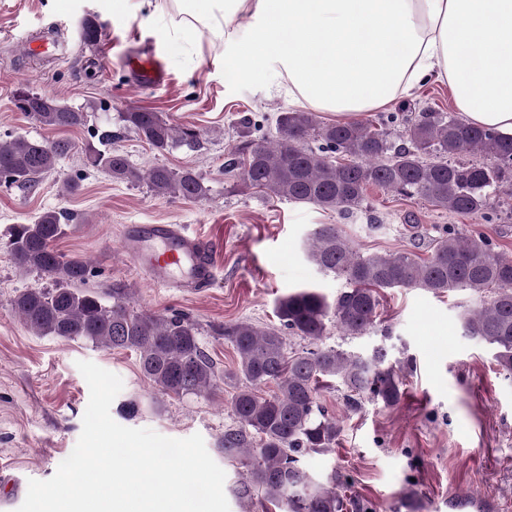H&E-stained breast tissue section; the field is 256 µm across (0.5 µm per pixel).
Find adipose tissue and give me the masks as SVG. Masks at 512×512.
Instances as JSON below:
<instances>
[{
  "mask_svg": "<svg viewBox=\"0 0 512 512\" xmlns=\"http://www.w3.org/2000/svg\"><path fill=\"white\" fill-rule=\"evenodd\" d=\"M171 6L170 42L224 43V73L259 63L288 100L359 120L447 81L463 121L512 135V0H142Z\"/></svg>",
  "mask_w": 512,
  "mask_h": 512,
  "instance_id": "obj_1",
  "label": "adipose tissue"
}]
</instances>
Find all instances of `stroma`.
<instances>
[{"label": "stroma", "instance_id": "35a3bbf8", "mask_svg": "<svg viewBox=\"0 0 512 512\" xmlns=\"http://www.w3.org/2000/svg\"><path fill=\"white\" fill-rule=\"evenodd\" d=\"M171 19L168 13L152 19L144 10L116 12L112 0H0V135L67 139L74 145L32 187L0 183V499L12 497L14 478L50 479L73 451L90 397L77 364L91 361L123 381L110 408L118 424L178 439L200 434L226 473L230 512H265L260 503L236 495L243 468L218 449L232 421V386L221 385L206 398L172 399L144 381L133 352L33 334L11 301L24 289L48 288L52 282L16 268L6 247L11 225L45 210L70 214L73 221L55 249L88 262L86 288L107 297L113 289H125L139 312L190 314L221 373L232 368L233 353L212 336V326L237 320L274 326L277 299L302 288L332 299L346 288L345 279L321 271L306 256L304 242L317 225H339L364 254L414 248L425 256L432 240L450 229L463 235L482 231L495 249L512 255V189L501 192L483 214L467 217L421 200L402 201L376 187L367 190L365 209L350 215L235 187L224 165L241 141L238 118L251 116L252 138L271 135L278 114L289 108L288 98L274 86L228 81L221 48L209 38L190 52H178L165 28ZM89 20L102 32L94 46L82 39ZM56 38L64 52L26 50L28 43L46 45ZM153 51L164 61L167 82L136 84L126 58ZM22 90L83 109L86 124L67 130L39 125L15 105ZM131 108L198 130L200 148L152 149L117 121L118 113ZM454 109L448 83L432 79L365 119L392 118L391 129L398 134L408 112ZM105 130L116 135L113 148L138 168L164 164L195 170L209 187L208 196L160 198L147 185L85 168L86 150L101 148ZM70 181L77 185L72 193L64 190ZM126 224H183L211 240L222 267L218 281L201 296L156 288L123 251ZM475 303L466 290L437 296L419 288L388 289L366 335L344 339L329 332L326 344L358 354L386 345L404 396L393 408L366 397L352 412L343 392H321L328 413L341 419L342 433L333 452L305 458L314 475L344 476L351 493L372 512H410L412 498L420 512H512V376L499 370L488 345L463 334L460 317ZM132 400L139 412L131 417L123 407Z\"/></svg>", "mask_w": 512, "mask_h": 512}]
</instances>
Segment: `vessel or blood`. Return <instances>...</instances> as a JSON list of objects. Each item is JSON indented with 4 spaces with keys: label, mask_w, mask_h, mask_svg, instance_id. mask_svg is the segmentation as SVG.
<instances>
[{
    "label": "vessel or blood",
    "mask_w": 512,
    "mask_h": 512,
    "mask_svg": "<svg viewBox=\"0 0 512 512\" xmlns=\"http://www.w3.org/2000/svg\"><path fill=\"white\" fill-rule=\"evenodd\" d=\"M145 84L166 81L156 55L129 60ZM126 255L155 287L168 292L201 295L219 278L221 266L213 244L179 224H128L122 235Z\"/></svg>",
    "instance_id": "1"
}]
</instances>
